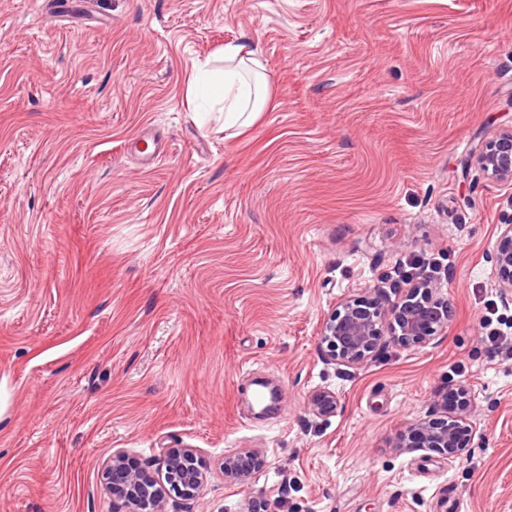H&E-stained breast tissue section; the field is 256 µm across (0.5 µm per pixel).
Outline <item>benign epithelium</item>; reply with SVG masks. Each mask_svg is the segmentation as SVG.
I'll return each instance as SVG.
<instances>
[{
  "label": "benign epithelium",
  "instance_id": "obj_1",
  "mask_svg": "<svg viewBox=\"0 0 512 512\" xmlns=\"http://www.w3.org/2000/svg\"><path fill=\"white\" fill-rule=\"evenodd\" d=\"M474 164L490 180L512 184V128L500 130L472 156ZM493 262L497 287L504 301H512V224L499 227ZM452 309L448 297L425 274L409 287L390 296L381 288H366L346 295L321 320L317 336L325 359L345 366H360L371 360L380 347L392 342L402 346H424L448 329ZM457 405L443 415L417 420L398 432V448L437 450L450 458L462 456L467 447L461 437L474 433L465 411L472 402L471 389L458 385ZM337 407L336 394L319 391L311 410L326 415ZM164 481L158 482L144 470L126 465V455L117 452L105 468L107 488L126 512H164V498L175 493L195 498L206 482L195 449L178 454L163 453ZM263 466L261 456L240 449L224 456V477L247 481Z\"/></svg>",
  "mask_w": 512,
  "mask_h": 512
}]
</instances>
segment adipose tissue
Listing matches in <instances>:
<instances>
[{"label":"adipose tissue","instance_id":"ef3b65f1","mask_svg":"<svg viewBox=\"0 0 512 512\" xmlns=\"http://www.w3.org/2000/svg\"><path fill=\"white\" fill-rule=\"evenodd\" d=\"M189 90L207 93L219 107L223 130L231 133L252 126L271 101L265 66L257 49L245 42L225 45L213 64H199Z\"/></svg>","mask_w":512,"mask_h":512}]
</instances>
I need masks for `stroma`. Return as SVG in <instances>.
I'll return each instance as SVG.
<instances>
[{"mask_svg": "<svg viewBox=\"0 0 512 512\" xmlns=\"http://www.w3.org/2000/svg\"><path fill=\"white\" fill-rule=\"evenodd\" d=\"M0 0V512H118L102 470L196 449L166 512H512V186L471 164L512 127V0ZM255 44L272 103L235 137L187 102ZM166 144L145 166L143 128ZM452 305L430 344L326 363L317 327L409 260ZM499 310L503 348L487 341ZM281 390L257 415L250 373ZM468 385L449 459L392 440ZM335 392L334 412L312 396ZM257 451L246 483L226 454ZM493 262L497 287L505 302L512 301V224H501L497 233Z\"/></svg>", "mask_w": 512, "mask_h": 512, "instance_id": "stroma-1", "label": "stroma"}]
</instances>
